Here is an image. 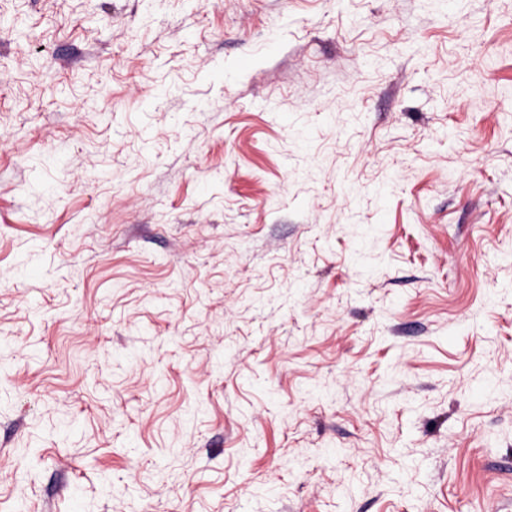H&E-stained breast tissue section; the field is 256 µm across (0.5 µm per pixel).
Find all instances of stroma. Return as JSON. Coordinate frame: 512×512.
Listing matches in <instances>:
<instances>
[{
	"label": "stroma",
	"mask_w": 512,
	"mask_h": 512,
	"mask_svg": "<svg viewBox=\"0 0 512 512\" xmlns=\"http://www.w3.org/2000/svg\"><path fill=\"white\" fill-rule=\"evenodd\" d=\"M0 512H512V0H0Z\"/></svg>",
	"instance_id": "35a3bbf8"
}]
</instances>
